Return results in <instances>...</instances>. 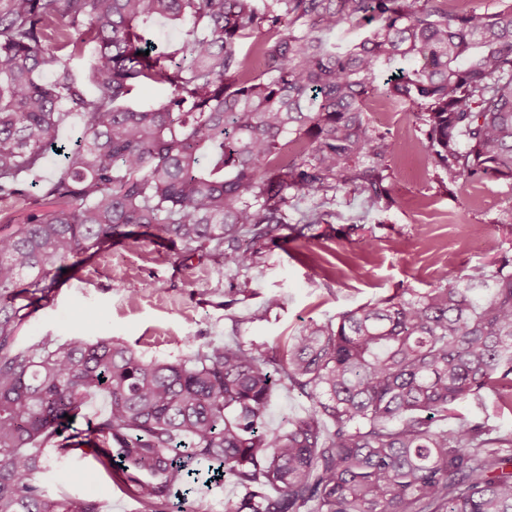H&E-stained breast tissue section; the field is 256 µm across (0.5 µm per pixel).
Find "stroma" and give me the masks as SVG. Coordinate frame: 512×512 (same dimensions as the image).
Wrapping results in <instances>:
<instances>
[{"mask_svg":"<svg viewBox=\"0 0 512 512\" xmlns=\"http://www.w3.org/2000/svg\"><path fill=\"white\" fill-rule=\"evenodd\" d=\"M367 110L376 134L394 145L386 160L387 196L378 207L338 191L325 206L326 221L286 248L266 241L259 265L245 275L210 252L187 257L180 247L163 248L142 237L102 248L45 298L14 297L26 313L20 342L108 336L145 358L170 362L186 358L191 344L234 336L281 347L309 322L424 292L473 266L512 256V180L450 183L426 164L424 135L403 105L380 97ZM313 254L336 263L315 274L308 262ZM276 294L282 307L254 319L265 298ZM40 481L50 492L96 500L102 512H140L89 455L75 453ZM238 493L229 482H201L172 498L170 512H224Z\"/></svg>","mask_w":512,"mask_h":512,"instance_id":"35a3bbf8","label":"stroma"}]
</instances>
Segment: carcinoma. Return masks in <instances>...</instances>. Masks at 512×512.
Returning <instances> with one entry per match:
<instances>
[{"label": "carcinoma", "mask_w": 512, "mask_h": 512, "mask_svg": "<svg viewBox=\"0 0 512 512\" xmlns=\"http://www.w3.org/2000/svg\"><path fill=\"white\" fill-rule=\"evenodd\" d=\"M376 26L344 48L321 33ZM162 20L184 38L145 37ZM266 69L250 72L242 40ZM149 51L144 56L142 52ZM90 52L84 78L70 60ZM414 63L379 82L381 67ZM147 84L171 89L131 106ZM377 93L407 105L426 161L452 181L512 180V7L447 0H0V296L22 277L48 292L71 260L147 236L206 245L248 271L288 223V199L341 189L375 207L393 145L366 118ZM81 120L83 139L58 143ZM61 152L51 175L47 154ZM38 188L37 198L31 189ZM0 305V512H102L48 493L38 475L71 440L142 512H168L197 467L222 466L225 512H512V427L456 415L512 411V258L458 283L311 321L287 349L233 338L177 362L112 337L18 344ZM310 406L275 432L274 391ZM107 411L67 431L86 401ZM61 438L51 452L36 447Z\"/></svg>", "instance_id": "carcinoma-1"}]
</instances>
